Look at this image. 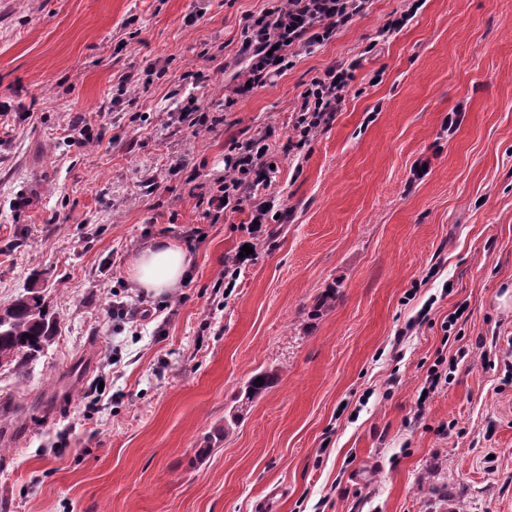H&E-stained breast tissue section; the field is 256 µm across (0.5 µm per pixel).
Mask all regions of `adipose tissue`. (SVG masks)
I'll use <instances>...</instances> for the list:
<instances>
[{"mask_svg": "<svg viewBox=\"0 0 512 512\" xmlns=\"http://www.w3.org/2000/svg\"><path fill=\"white\" fill-rule=\"evenodd\" d=\"M191 265L187 247L158 238L134 256L130 278L136 288L159 294L178 287L188 276Z\"/></svg>", "mask_w": 512, "mask_h": 512, "instance_id": "adipose-tissue-1", "label": "adipose tissue"}]
</instances>
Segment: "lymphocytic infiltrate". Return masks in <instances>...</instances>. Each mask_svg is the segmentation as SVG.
<instances>
[{"label":"lymphocytic infiltrate","instance_id":"1","mask_svg":"<svg viewBox=\"0 0 512 512\" xmlns=\"http://www.w3.org/2000/svg\"><path fill=\"white\" fill-rule=\"evenodd\" d=\"M367 4L368 0H269L261 12L245 19L238 53L248 65L233 75L230 94L213 108L204 106L194 92L187 95L179 104L180 120L197 131L215 130L223 124L227 109L253 91L274 84L293 67L302 51L329 42L337 27L351 23ZM353 79V66L342 63L311 79L299 94L287 151L302 152L329 129L346 102ZM271 173L264 137H232L216 192L198 197L196 205L214 224L243 211L248 212L250 221L269 223L270 210L265 202L257 201L256 194L271 185Z\"/></svg>","mask_w":512,"mask_h":512}]
</instances>
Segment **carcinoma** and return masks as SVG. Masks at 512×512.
Wrapping results in <instances>:
<instances>
[{"label":"carcinoma","instance_id":"carcinoma-1","mask_svg":"<svg viewBox=\"0 0 512 512\" xmlns=\"http://www.w3.org/2000/svg\"><path fill=\"white\" fill-rule=\"evenodd\" d=\"M58 332V318L46 304L43 286L36 275L23 294L10 304L0 307V369L23 373L31 362L55 342ZM259 377L263 378V384H254ZM275 379L276 374L272 372L252 375L244 385L242 403L230 410L224 426L234 424L243 405L261 395Z\"/></svg>","mask_w":512,"mask_h":512}]
</instances>
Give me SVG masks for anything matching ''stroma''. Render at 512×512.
<instances>
[{"mask_svg": "<svg viewBox=\"0 0 512 512\" xmlns=\"http://www.w3.org/2000/svg\"><path fill=\"white\" fill-rule=\"evenodd\" d=\"M267 3L0 0V306L37 272L60 320L24 373L0 370V512H512V0H370L193 133L171 91L207 45L236 72ZM336 62L357 65L345 106L285 154L299 92ZM152 64L135 104L115 102L119 75ZM79 118L107 144L68 145ZM269 126L288 218L256 236L243 212L209 223L195 196L230 135ZM182 156L193 182L168 173ZM197 227L179 288H133L136 251ZM137 300L153 315L131 323L117 308ZM480 336L497 339L486 360ZM461 347L448 387L420 399ZM261 371L276 381L225 426Z\"/></svg>", "mask_w": 512, "mask_h": 512, "instance_id": "1", "label": "stroma"}]
</instances>
